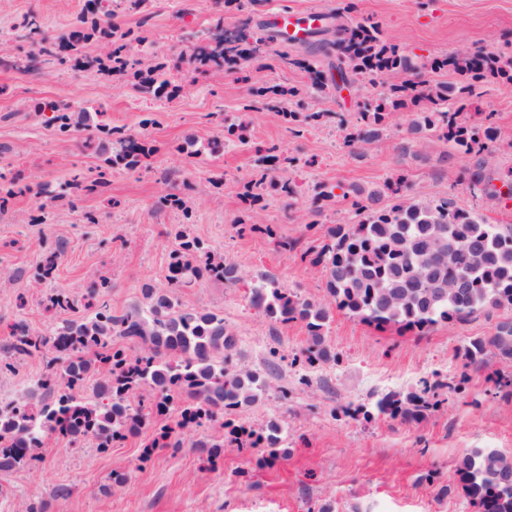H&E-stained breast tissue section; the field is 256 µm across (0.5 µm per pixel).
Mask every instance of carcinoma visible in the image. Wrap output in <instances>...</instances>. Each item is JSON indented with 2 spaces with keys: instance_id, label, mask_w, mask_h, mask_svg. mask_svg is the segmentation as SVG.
<instances>
[{
  "instance_id": "cac0c4a2",
  "label": "carcinoma",
  "mask_w": 512,
  "mask_h": 512,
  "mask_svg": "<svg viewBox=\"0 0 512 512\" xmlns=\"http://www.w3.org/2000/svg\"><path fill=\"white\" fill-rule=\"evenodd\" d=\"M144 0H97V13L57 38L43 37L30 60H49L57 65L73 63L121 72L134 65L138 90L158 97L169 80L152 62L130 60L131 45H142L147 36L130 31L118 36L112 17L136 11ZM335 37L320 38L303 45L312 56L336 57L347 67H337L343 80L355 82L359 75L383 90L364 103L356 121L345 130V141L353 146L379 138L389 117L406 110L412 116L415 134L435 136L448 145V153L476 159L469 186L492 197L504 199L502 192L486 181L484 155L498 137L492 114L476 122L460 118L472 105L478 83L488 74L512 81V58L491 56L482 49H462L442 59L412 57L380 37L377 25L353 23L344 14H334ZM277 40L274 33H259L242 26L224 38V44L210 41L194 44L188 58L203 72L221 68L229 60L247 61L261 56L263 47ZM96 41L103 53L92 61L82 54L84 44ZM283 58L290 54L283 53ZM292 59V58H290ZM292 62L305 69L310 83L305 91L331 95L338 86L324 76L315 63ZM457 75L458 83L437 81L438 73ZM301 90L252 87L256 97H274L281 103L297 97ZM34 110L55 113L62 133L85 130L119 135L125 150L119 160L134 167L151 152L146 143L115 128L91 131L74 117L84 112L77 105L65 110L56 104L37 103ZM279 114L290 126L320 118V113L301 115L286 107ZM168 286L146 287V307H135L114 315L107 304L96 307L89 318L64 319L54 333L44 336L17 326L13 340L0 358V374L15 369L12 357L38 355L43 372L26 394L0 404V472L33 468L41 462L36 450L42 439L60 436L75 443L91 437L105 450L123 441L127 434L154 423L153 415L173 405L183 407L180 427H198L224 416V411L258 401L267 391L263 375L252 369L233 371L225 359L236 349L237 337L224 318L201 313L183 303L181 289L205 277L216 281H238L237 269L222 258L203 250L186 232L176 234ZM301 260L324 264L327 290L336 308L345 310L377 328L394 327L403 332L426 333L445 322L452 324L490 309L512 308V225L486 224L476 213L455 206L448 198L424 202L381 204V193L366 195L357 203L356 221L338 224L328 231L322 245L300 253ZM465 280L470 288L455 293L448 284ZM250 303L271 319L305 324L311 345L307 362L311 365L330 358L324 329L329 307L306 299L279 285L273 277H262L251 289ZM49 305L64 313L76 309V301L60 291L49 297ZM118 336L140 347L129 354L112 342ZM512 363V320L499 322L490 336L473 339L464 347L465 364L480 365L487 355ZM96 378L93 394L87 389ZM151 393L145 399L142 391ZM432 386L422 381L420 392L405 396L389 393L374 403L377 414L404 420H419L441 401H430ZM173 428L156 429L154 448H174ZM238 448H267L269 456L280 454L283 430L271 421L259 434L236 433ZM209 465L224 459V436L209 437L199 443ZM455 474L479 512H512V455L497 450H474L458 462Z\"/></svg>"
}]
</instances>
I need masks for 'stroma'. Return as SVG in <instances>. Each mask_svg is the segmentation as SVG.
Here are the masks:
<instances>
[{
    "mask_svg": "<svg viewBox=\"0 0 512 512\" xmlns=\"http://www.w3.org/2000/svg\"><path fill=\"white\" fill-rule=\"evenodd\" d=\"M349 4L352 20L376 24L384 41L410 54L512 52V0H249L240 9L224 0H147L143 12L117 14L113 23L146 31L150 46L140 58L165 64L177 92L154 98L127 78L94 70L44 63L37 73L25 71L30 42L24 18L40 16L45 34L56 37L92 10L91 0H0V33H8L6 47L18 62L0 68V175L20 189L0 211V345L9 342L14 324L53 331L58 321L41 301L58 290L77 300L78 317L87 313L90 286L103 279L111 288L102 299L113 312L143 304L144 286L166 287L175 235L184 228L238 274L233 284L195 282L184 289V302L222 316L233 329L234 365H276L268 394L229 418L254 431L278 421L285 438L272 464L258 465L262 449L242 451L229 443L213 468L197 443L220 434L216 424L179 430L175 450L152 447L149 427L104 452L88 439L76 448L53 436L40 450L38 468L0 475V512L39 504L46 512H478L455 467L476 448L512 455V397L489 394L495 372L512 366L490 355L481 367H465L462 347L471 337L492 335L498 321L512 318V308L441 323L422 335L377 329L334 309L322 266L241 223L239 192L264 178L257 221L304 247L320 245L330 227L349 222L358 193L383 189L401 175L410 185L408 199L447 197L489 224L512 225V206L470 191L472 159L444 160L446 144L413 138L406 113L394 114L379 139L347 146L342 128L352 123L362 98L373 96L369 86L302 95L292 109L321 118L292 134L269 100L251 94L255 85L306 84L303 69L282 59V44L269 45L247 65L246 82L223 69L195 73L185 55L219 23L231 30L269 10L337 13ZM42 99L106 110L111 127L144 138L155 150L132 168L106 165L112 148L86 147L82 130L61 134L50 113L33 111ZM474 103L493 113L499 129L485 169L494 178L512 169V83L484 81ZM228 126L243 142L218 147ZM272 144L284 163L265 165L262 149ZM100 176L106 185L96 191L77 194L70 187L73 178ZM285 181L294 184V196L278 191ZM165 194L180 196L189 214L156 207ZM53 249L54 276L40 279L43 256ZM264 274L332 307L325 336L330 360L304 364V325L274 322L251 307L250 289ZM425 380L440 405L420 421L366 417L382 394L417 391ZM115 472L128 474V483L112 482Z\"/></svg>",
    "mask_w": 512,
    "mask_h": 512,
    "instance_id": "1",
    "label": "stroma"
}]
</instances>
